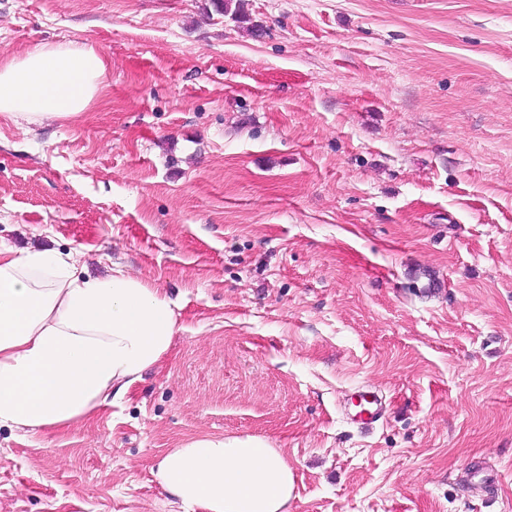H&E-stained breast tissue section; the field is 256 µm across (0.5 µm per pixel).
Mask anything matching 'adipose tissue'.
<instances>
[{"label":"adipose tissue","instance_id":"ef3b65f1","mask_svg":"<svg viewBox=\"0 0 512 512\" xmlns=\"http://www.w3.org/2000/svg\"><path fill=\"white\" fill-rule=\"evenodd\" d=\"M94 45L43 44L0 59V112L74 117L105 87ZM173 302L121 265L91 273L72 255L0 249V427L70 426L126 393L171 347ZM184 512H288L294 475L254 436H201L158 463Z\"/></svg>","mask_w":512,"mask_h":512}]
</instances>
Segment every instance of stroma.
I'll return each mask as SVG.
<instances>
[{"label":"stroma","mask_w":512,"mask_h":512,"mask_svg":"<svg viewBox=\"0 0 512 512\" xmlns=\"http://www.w3.org/2000/svg\"><path fill=\"white\" fill-rule=\"evenodd\" d=\"M247 3L0 0V57L107 63L80 115L0 117V245L177 319L84 422L0 427V512H182L156 466L202 435L280 449L288 512H512V0ZM354 396L359 401L356 405L355 417L360 423L374 424L383 417L384 407L378 393L372 389L361 387L354 392Z\"/></svg>","instance_id":"stroma-1"}]
</instances>
